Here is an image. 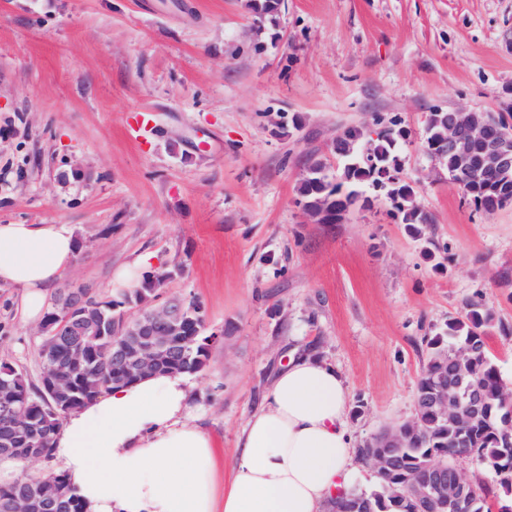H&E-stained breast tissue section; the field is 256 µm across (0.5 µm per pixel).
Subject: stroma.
Listing matches in <instances>:
<instances>
[{
	"instance_id": "obj_1",
	"label": "stroma",
	"mask_w": 512,
	"mask_h": 512,
	"mask_svg": "<svg viewBox=\"0 0 512 512\" xmlns=\"http://www.w3.org/2000/svg\"><path fill=\"white\" fill-rule=\"evenodd\" d=\"M437 108L512 113V0H283L273 23L245 0H0V224L72 227L65 280L102 297L137 258L172 272L160 302H200L220 335L189 411L222 458L309 345L362 440L414 417L422 338L467 298L512 377V204L474 210L428 158ZM378 114L410 132L423 239L380 205L320 224L296 204L337 130ZM41 341L1 285L0 360L39 381Z\"/></svg>"
}]
</instances>
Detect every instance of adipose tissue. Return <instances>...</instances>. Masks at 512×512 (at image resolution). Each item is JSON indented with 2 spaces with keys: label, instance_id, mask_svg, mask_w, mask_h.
I'll use <instances>...</instances> for the list:
<instances>
[{
  "label": "adipose tissue",
  "instance_id": "1",
  "mask_svg": "<svg viewBox=\"0 0 512 512\" xmlns=\"http://www.w3.org/2000/svg\"><path fill=\"white\" fill-rule=\"evenodd\" d=\"M75 257L66 225L0 224V285L20 290L29 321L42 320L49 288ZM350 399L334 364L313 351L291 354L226 466L188 412L187 377L157 374L71 413L51 462L87 512H322L356 468Z\"/></svg>",
  "mask_w": 512,
  "mask_h": 512
}]
</instances>
